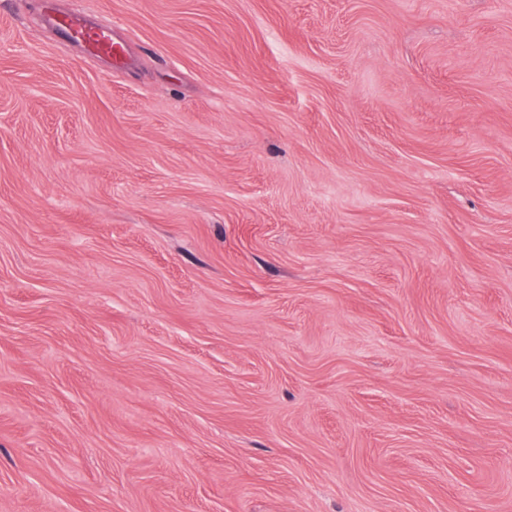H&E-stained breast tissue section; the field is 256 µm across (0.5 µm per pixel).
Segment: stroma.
<instances>
[{
  "label": "stroma",
  "instance_id": "35a3bbf8",
  "mask_svg": "<svg viewBox=\"0 0 512 512\" xmlns=\"http://www.w3.org/2000/svg\"><path fill=\"white\" fill-rule=\"evenodd\" d=\"M0 0V512H512V0ZM52 24L67 41L81 44L89 55H102L121 62L125 57V46L112 37V21L101 19L88 23L75 13H59L52 17Z\"/></svg>",
  "mask_w": 512,
  "mask_h": 512
}]
</instances>
